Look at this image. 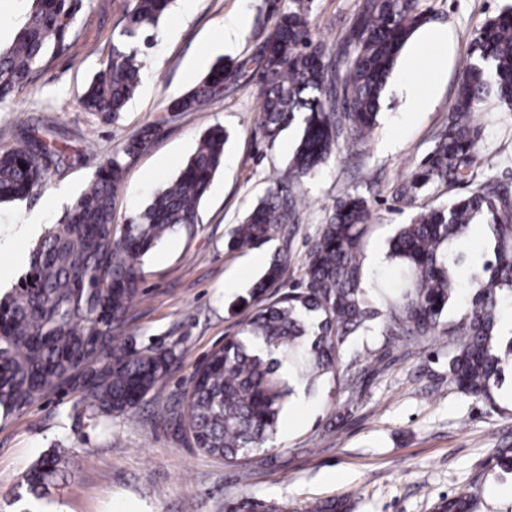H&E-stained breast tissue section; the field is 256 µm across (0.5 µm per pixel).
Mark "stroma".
Returning a JSON list of instances; mask_svg holds the SVG:
<instances>
[{"instance_id":"1","label":"stroma","mask_w":512,"mask_h":512,"mask_svg":"<svg viewBox=\"0 0 512 512\" xmlns=\"http://www.w3.org/2000/svg\"><path fill=\"white\" fill-rule=\"evenodd\" d=\"M360 2L173 0L143 51L139 88L112 122L85 111L81 97L125 25V0H77L65 48L46 57L17 96L0 104V152L33 135L66 154L36 196L0 204V280L11 287L26 274L15 256H31L37 243L23 225L65 223L94 172L143 127L160 124L125 160L114 206L118 224L136 217L175 179L205 132L219 125L229 135L196 233L171 234L146 255L140 292L122 328L133 349H174L169 373L134 412L102 421L77 408L72 393L0 415V512H20L16 497L27 492L25 474L48 454L61 463L40 512H225L226 504L244 498L299 512L306 503L334 497L346 499L349 512H432L440 499L461 493L472 496L473 512H512V474L494 461L498 449L512 447V393L501 390L493 406L449 388L445 336L411 343L385 340L374 326L360 333L353 344L368 346V354L337 379L298 394L281 417L276 450L246 462L201 452L161 417L167 404L182 399L195 368L251 313L250 287L265 270L254 264L255 254L269 259L279 248L288 250V268L271 295L300 286L313 241L348 193L372 206L364 255L387 250L398 225L413 215L393 192L445 125L476 30L512 0H420L421 31L437 29L447 37L441 75L431 78L401 55L367 142L341 149L319 173L290 184L299 218L287 238L229 250L234 226L286 168L301 125L293 123L272 143L263 137L261 84L250 67L225 85L222 99L198 111L173 112L170 103L218 59L259 54L289 10L308 21L329 73L344 71L351 56L345 35ZM232 17L244 19L245 32L228 45L224 22ZM411 83L428 90L429 105L408 95ZM476 123L496 156L491 176L512 188V116L491 102Z\"/></svg>"}]
</instances>
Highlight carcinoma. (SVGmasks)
Segmentation results:
<instances>
[{
  "mask_svg": "<svg viewBox=\"0 0 512 512\" xmlns=\"http://www.w3.org/2000/svg\"><path fill=\"white\" fill-rule=\"evenodd\" d=\"M173 0H127L121 35L148 46ZM71 0H33L13 41L0 48V103L14 98L46 56L59 50L73 21ZM419 0H363L346 44L352 55L341 79L342 106L329 85L322 46L313 44L307 21L296 11L280 17L256 58L262 103L260 127L273 141L302 115V132L287 170L236 225L229 241L239 249L269 242L295 223L298 205L284 194L288 183L316 172L345 138L355 146L372 133L382 93L403 48L421 24ZM140 50L112 45L105 68L82 95L88 112L119 119L140 82ZM248 61H218L194 89L172 101L174 112H194L224 96ZM495 98L512 114V5L486 20L471 44L469 61L448 113L445 130L404 182L400 199L413 206L433 184L472 181L487 157L482 128L472 115ZM143 128L122 149L138 152L157 132ZM227 135L217 126L200 139L176 179L157 192L130 223H112L113 201L126 167L114 157L93 175L68 215L35 246L26 276L0 298V411L7 415L67 385L95 418L135 409L163 378L174 350L130 349L117 330L127 320L142 278L144 257L168 234L191 237L199 206L224 164ZM36 138L0 153V203L22 201L42 189L49 164L62 165ZM372 212L368 200L349 194L336 204L306 257L302 288L271 305L268 288L281 280L288 252L273 257L253 284L254 311L239 335L216 347L193 372L180 410L170 422L208 455L236 462L273 449L280 418L295 387L310 392L323 379L337 378L349 338L377 320L381 335L420 341L454 337L448 351V386L493 401V392L512 376V337L498 341L502 310L512 304V191L486 181L470 195L447 204L420 207L391 240L389 280L370 278L361 258ZM474 224L488 226L492 258L464 282L457 270ZM463 288L470 303L455 327L448 305ZM60 460L46 456L28 472V491L41 498L58 474ZM236 512H290L288 505L245 499ZM305 512H346L341 500L326 499ZM434 512H473L471 498L441 500Z\"/></svg>",
  "mask_w": 512,
  "mask_h": 512,
  "instance_id": "cac0c4a2",
  "label": "carcinoma"
}]
</instances>
